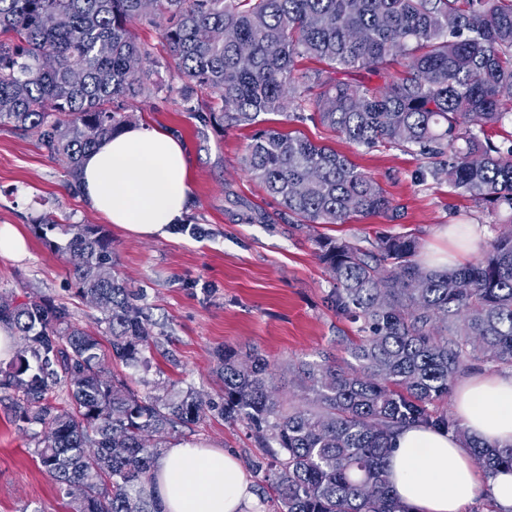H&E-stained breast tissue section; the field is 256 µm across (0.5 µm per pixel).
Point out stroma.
I'll use <instances>...</instances> for the list:
<instances>
[{"label": "stroma", "instance_id": "1", "mask_svg": "<svg viewBox=\"0 0 512 512\" xmlns=\"http://www.w3.org/2000/svg\"><path fill=\"white\" fill-rule=\"evenodd\" d=\"M166 26L163 16L136 25L155 90L128 100L126 111L132 123L166 130L185 142L191 182L184 222L154 237L107 223L70 189L64 161L50 157L35 137L1 127L0 225L22 227L28 253L19 259L0 256V297L16 303L45 299L64 308L72 323L94 328L100 313L76 294L68 256L46 245L34 222L52 211L74 224L104 227L117 273L133 291L144 293L153 321L144 364L129 367L109 358L108 373L141 395L192 392L216 400L224 392L216 351L255 349L273 363L281 397L301 403L304 394L293 383L291 368L322 354L343 357V342L359 334L358 323L332 304L334 283L318 257L315 237L354 239L366 246L381 236L409 235L426 254L447 250L442 232L448 225H476L485 243L511 214L435 179L436 158L394 145L358 147L319 122L288 112L264 115V126L300 132L346 155L374 177L400 216L375 214L345 224L281 221L277 203L244 166L254 127L205 126L189 112L162 37ZM16 396L14 389H0V512H71V496L42 469L31 430L14 414ZM165 442L231 452L251 472L259 512H272L261 476L251 470L266 451L245 423L212 415L177 427Z\"/></svg>", "mask_w": 512, "mask_h": 512}]
</instances>
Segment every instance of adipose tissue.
<instances>
[{
  "label": "adipose tissue",
  "instance_id": "ef3b65f1",
  "mask_svg": "<svg viewBox=\"0 0 512 512\" xmlns=\"http://www.w3.org/2000/svg\"><path fill=\"white\" fill-rule=\"evenodd\" d=\"M191 172L184 144L169 132L131 124L102 141L81 161L80 190L93 208L138 236H164L187 213ZM453 405L470 435L512 446V374L472 375ZM390 486L411 512H461L489 483L499 512H512V473L482 480L455 434L418 425L393 436ZM150 492L163 512H250L254 494L236 456L205 444L165 448L154 465Z\"/></svg>",
  "mask_w": 512,
  "mask_h": 512
}]
</instances>
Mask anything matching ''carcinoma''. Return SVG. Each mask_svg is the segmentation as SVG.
Wrapping results in <instances>:
<instances>
[{
    "label": "carcinoma",
    "instance_id": "obj_1",
    "mask_svg": "<svg viewBox=\"0 0 512 512\" xmlns=\"http://www.w3.org/2000/svg\"><path fill=\"white\" fill-rule=\"evenodd\" d=\"M142 0H0V126L31 134L65 160L80 190L82 156L128 122L125 103L149 93L147 57L133 23ZM182 91L214 102L203 124L253 125L291 104L366 148L415 146L446 154L436 172L478 203L512 211V147L484 143L485 128L512 121V0H154ZM313 57L333 72L375 74L396 62L401 75L351 86L297 69ZM244 165L290 224H344L394 211L373 177L332 148L268 127L252 136ZM481 256L448 272L416 260L419 242L384 236H320V259L335 281L336 311L362 322L363 335L339 362L299 363L307 397L280 400L269 362L257 353L217 354L222 401L192 393L140 396L108 376L112 358L144 360L150 327L143 307L113 270L112 239L50 211L35 221L54 249L80 257L76 292L105 325L97 334L41 300L0 306V322L25 345L4 372L21 392L19 421L41 427L35 454L55 482L85 487L73 512H162L147 493L164 434L216 411L254 431L270 455L284 456L271 482L275 512H410L391 489L387 458L405 425L462 438L476 463L512 472V446L469 436L460 420L435 410L478 362L512 369V214ZM58 236L50 240L48 233ZM63 408L48 404L61 381Z\"/></svg>",
    "mask_w": 512,
    "mask_h": 512
}]
</instances>
